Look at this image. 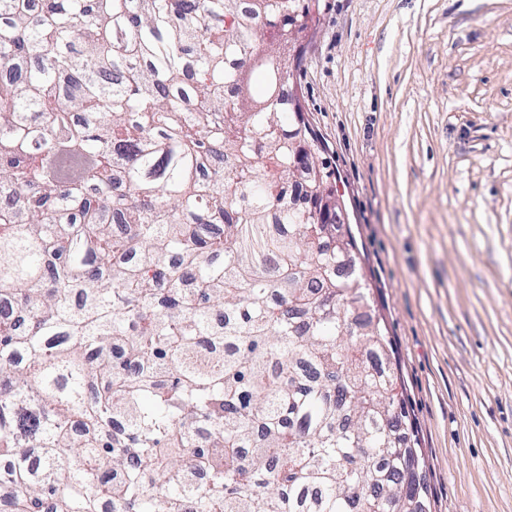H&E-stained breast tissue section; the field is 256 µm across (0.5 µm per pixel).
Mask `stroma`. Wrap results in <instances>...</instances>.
Returning <instances> with one entry per match:
<instances>
[{"label": "stroma", "instance_id": "obj_1", "mask_svg": "<svg viewBox=\"0 0 512 512\" xmlns=\"http://www.w3.org/2000/svg\"><path fill=\"white\" fill-rule=\"evenodd\" d=\"M298 43L432 512H512V0H323Z\"/></svg>", "mask_w": 512, "mask_h": 512}]
</instances>
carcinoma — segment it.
Wrapping results in <instances>:
<instances>
[{"label": "carcinoma", "instance_id": "1", "mask_svg": "<svg viewBox=\"0 0 512 512\" xmlns=\"http://www.w3.org/2000/svg\"><path fill=\"white\" fill-rule=\"evenodd\" d=\"M31 2L0 0L11 512H431L334 172L281 103L319 0Z\"/></svg>", "mask_w": 512, "mask_h": 512}]
</instances>
